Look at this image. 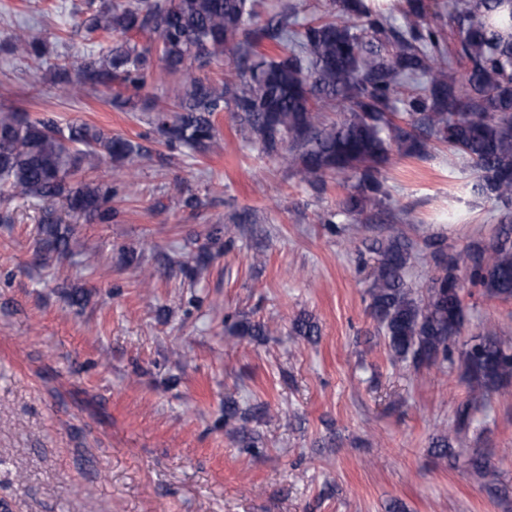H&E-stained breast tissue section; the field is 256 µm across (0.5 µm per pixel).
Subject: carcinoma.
<instances>
[{"mask_svg":"<svg viewBox=\"0 0 512 512\" xmlns=\"http://www.w3.org/2000/svg\"><path fill=\"white\" fill-rule=\"evenodd\" d=\"M451 28L449 40L443 24L428 20L426 0H407L399 24L372 13L364 0H330L302 22L290 5L261 22L256 0H136L95 10L86 32L116 42L97 56L71 57L62 70L77 72L85 87H117L110 104L122 109L131 100L120 90L144 87L158 54L169 74H181L175 103L157 111L146 100L140 110L152 113L151 125L167 143L217 151L214 116L228 110L244 137L300 182L318 191L329 178L351 182L341 213L355 221L385 207L382 171L393 155L423 159L444 146L462 158L474 172L472 191L505 208L498 230L463 254L448 252L441 237L426 239L434 270L423 294L407 282L412 244L392 236L378 248L367 289L392 358L420 368L453 362L467 320L461 267L489 297L512 300V0H457ZM262 45L272 53L259 51ZM10 51L40 64L48 47L19 31ZM223 57L231 69L222 77L184 70L187 63L206 70ZM142 153L140 144L84 123L63 127L24 108L0 110V223H14L13 201L48 203L34 250L44 265L66 257L74 230L54 202L69 216L112 223L114 189L87 175L107 160ZM232 328L236 336L267 333L255 321L235 320ZM459 360L479 393L456 410L461 434L478 398L512 380V338L486 322ZM249 413L224 397L229 434L245 432L238 422ZM457 444L455 455L482 474L479 451Z\"/></svg>","mask_w":512,"mask_h":512,"instance_id":"carcinoma-1","label":"carcinoma"}]
</instances>
